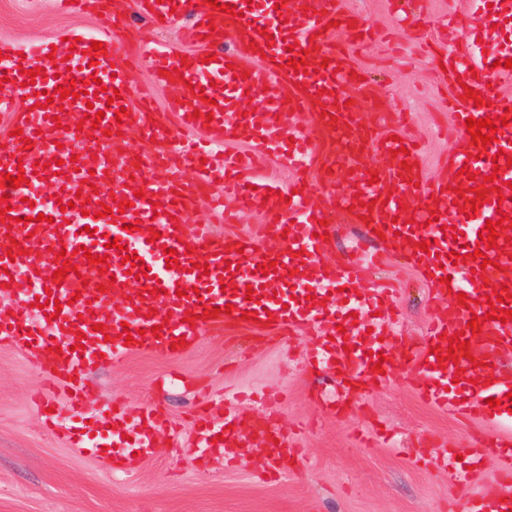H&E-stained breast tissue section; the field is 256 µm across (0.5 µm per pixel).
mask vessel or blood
Here are the masks:
<instances>
[{
  "label": "vessel or blood",
  "mask_w": 512,
  "mask_h": 512,
  "mask_svg": "<svg viewBox=\"0 0 512 512\" xmlns=\"http://www.w3.org/2000/svg\"><path fill=\"white\" fill-rule=\"evenodd\" d=\"M231 4L234 14L214 11L204 0H56L69 13L97 19L98 39L83 37L72 56V70H56L47 57L51 46L17 50L0 42V112H19L14 124L17 136L0 149V174H23L30 182L44 180L45 167L58 163L55 205L30 206L23 202V188L11 190L9 210L0 219V240L15 238L22 255L9 258L0 250V283L6 282L22 303L11 315L0 316V343L28 347L37 354L40 371L64 387L75 413L68 429L71 447L100 458L112 473L132 470L136 459L149 456L153 431L163 430L165 415L149 409L136 418L122 410L113 412L110 428L97 432L83 410L82 371L101 359H115L133 351L156 356L171 355L172 343H195L201 332L254 318L256 326L273 325L280 337L293 326H325L310 349L306 365L313 370L341 371L342 378L366 388L386 385L390 377L376 372L379 353L404 345L411 359L413 388L426 403L485 424L486 430L469 450L470 464H479L487 449L512 459V439L502 428L512 426V378L501 376L503 355L512 352V319H487L486 295L512 289V243L497 237L487 247L481 235L487 221L512 215V197H499L487 189L486 176L512 181V97L493 93L491 86L512 76L505 68L504 51H484L473 43L466 58L449 54L447 64L459 75L451 101V133L456 151L448 158L440 180L423 181L420 154L407 137L378 141L381 158L374 170H366L357 150L367 140L355 105L346 104L342 87L351 84L352 66L340 49L338 37L355 41L364 23L350 25L344 0H219ZM151 26L165 28L182 17L193 20L202 46H219L225 33H234L239 45H256L266 58L262 70L247 71L237 55L217 54L207 62L202 56L182 57L180 51L144 37L118 35L130 8ZM102 42L94 50L93 42ZM298 44L305 52V70L288 67V47ZM146 66L152 86L175 88L174 100L165 112L155 111L149 89L131 90L128 75ZM36 69L33 83L24 73ZM95 75L87 83V75ZM86 82L87 92L67 98L68 106L102 112L101 129L93 143L74 149L70 133L58 128L52 109L34 110L32 99L43 91H55L70 81ZM478 90L483 106L464 98L465 88ZM118 90L117 100L107 93ZM260 96L263 106L240 112L248 97ZM126 109L116 119L118 109ZM297 112L314 113V127L306 134L291 135L287 123ZM508 119L499 127L495 142L477 151L465 127L467 118ZM136 131L142 141L157 147L158 162L152 180L139 174L138 162L127 148L125 131ZM204 131V142L187 141L176 153L160 148L168 133ZM244 144L242 153L231 144ZM408 147L406 158L395 157ZM112 150L122 173L113 179L111 211L101 215L92 196L105 177L104 164L92 158L95 151ZM299 171L288 185L264 176L262 159L271 153ZM409 169H402V162ZM477 172L469 180L468 172ZM377 183H370V173ZM464 195H456V188ZM486 191L488 201L470 211L473 191ZM234 194L264 219L259 238L221 236L210 225L193 231L184 226L199 203H207L218 223L234 216L224 207L225 194ZM87 205L76 204V196ZM127 209H120V202ZM352 222L366 220L368 229L383 232L406 266L425 280L437 306L430 332L421 345L391 335V321L377 317L381 304L390 303L393 282L369 279L364 268L376 264L375 253L347 254L337 263L323 262L330 235L338 231V215ZM118 239L119 247L106 248L99 230ZM161 238L150 241L151 231ZM108 237V238H109ZM428 251H421L420 242ZM175 249L178 264L167 267L165 249ZM71 255L74 272L57 281L58 250ZM482 259L498 262L497 275L474 277ZM136 254L137 266L124 263V255ZM463 263H455V255ZM106 257L105 273L84 283L89 256ZM275 263V272L262 266ZM341 296L329 295V288ZM465 293L468 305H459L457 293ZM45 302L34 306L35 299ZM214 316L203 319V311ZM194 314L185 322V314ZM483 320L480 332L468 323ZM160 327L152 335V327ZM478 345L473 358L438 363L434 346L448 347L454 333ZM497 399L499 407L488 404ZM238 416L200 414L195 431L203 448L213 450L216 437L232 442ZM268 455L266 474L277 480L288 472L291 450L282 438L275 417L264 418L258 428ZM482 500L496 512H512V469L499 471L492 486L468 493L464 501Z\"/></svg>",
  "instance_id": "1"
}]
</instances>
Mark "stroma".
<instances>
[{
  "label": "stroma",
  "instance_id": "1",
  "mask_svg": "<svg viewBox=\"0 0 512 512\" xmlns=\"http://www.w3.org/2000/svg\"><path fill=\"white\" fill-rule=\"evenodd\" d=\"M347 4L369 37L344 46L366 78L343 87L344 96L364 119L375 120L376 137L410 130L424 179L437 180L455 148L442 132L452 119L453 88L437 64L447 51L437 26L445 16L467 15L469 0H410V15L420 21L412 34L390 0ZM96 32L92 17L59 13L53 0H0V40L18 47L58 46ZM372 275L399 284L397 332L410 340L426 336L430 294L421 275L390 257ZM255 334L234 325L207 329L176 359L136 352L85 373L87 412H105L116 401L131 413L159 403L176 428L159 433L152 454L128 474L110 472L44 427L34 396L50 394L64 414V392L53 390L33 355L0 345V512H452L463 491L448 472L423 465L426 445L466 448L484 427L422 401L407 379L403 348L392 350L385 387L336 414L320 404L332 390L305 366L314 329L298 327L280 343L255 341ZM231 389L245 398L229 402L228 412L253 419L275 414L300 449L287 477L267 480L266 461L251 445L231 463L199 454L191 415Z\"/></svg>",
  "mask_w": 512,
  "mask_h": 512
}]
</instances>
